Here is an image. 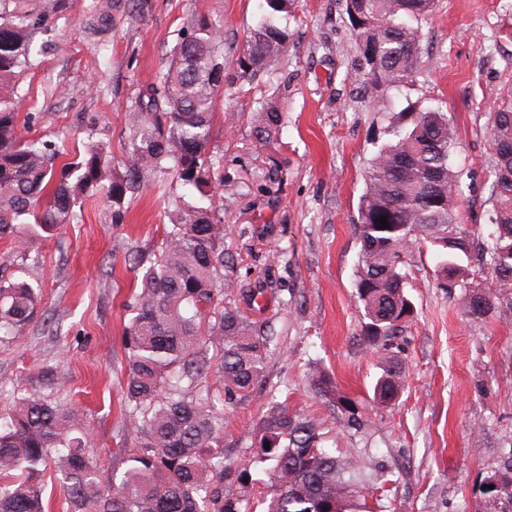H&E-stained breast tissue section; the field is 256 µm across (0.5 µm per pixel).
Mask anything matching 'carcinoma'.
<instances>
[{
  "label": "carcinoma",
  "instance_id": "carcinoma-1",
  "mask_svg": "<svg viewBox=\"0 0 512 512\" xmlns=\"http://www.w3.org/2000/svg\"><path fill=\"white\" fill-rule=\"evenodd\" d=\"M267 11L232 51L237 78L252 82L272 74L288 52L292 33L276 24L293 0H265ZM436 0H345L362 70L359 80L376 93L408 82L419 63L420 29ZM68 0L38 10L31 0H0V239L28 248L26 228L44 232L77 218L83 201L99 192L112 223H124L128 204L154 183L173 181L201 197L180 196L168 212L163 239L145 261L125 258L141 273L125 329L126 442L121 471L101 477L87 452L84 414L57 402L49 365L13 383L14 407L0 422V512H49L44 476L53 480L67 512H246L250 468L273 462V495L266 512H363L378 477L365 472L358 451L336 455L325 421L298 416L276 402L261 419L260 448L240 463H224V401L245 399L262 384L276 347L275 322L260 316L259 300L275 288L269 277L245 284L224 276V204L207 191L221 157L212 147V108L224 91V29L196 13L178 38L169 64L140 87L128 113L129 136L121 162L109 147L90 143L73 161L57 164L58 147L24 137L19 109L6 87L33 65V44L63 17ZM151 0H129L137 23ZM282 113L276 99L260 108L255 133L264 146L278 144ZM393 141L369 160L355 230L360 244L356 298L362 336L382 360L374 401L391 407L406 384L399 357L414 309L406 288L415 246L437 247L440 285L464 294L474 318L512 316V99L492 112V229L483 240L461 224V173L448 166L456 144L448 113L408 112L391 123ZM389 228L381 230L380 219ZM476 260L491 283L478 281ZM38 289L0 275V337L14 336L37 316ZM214 374L223 400L193 395ZM310 386L342 425L357 433L372 421L318 370ZM237 485L235 495L224 486ZM475 512H512V448L501 453L480 481Z\"/></svg>",
  "mask_w": 512,
  "mask_h": 512
}]
</instances>
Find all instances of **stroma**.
<instances>
[{"label":"stroma","mask_w":512,"mask_h":512,"mask_svg":"<svg viewBox=\"0 0 512 512\" xmlns=\"http://www.w3.org/2000/svg\"><path fill=\"white\" fill-rule=\"evenodd\" d=\"M94 2L73 0L48 49L20 75L19 129L72 155L92 133L119 159L137 89L164 69L187 19L208 14L234 45L255 26L264 0H151L149 15L133 25L127 0H114L105 28L88 23ZM286 23L293 43L278 70L287 92L272 81H239L229 65L213 106L224 161L211 188L224 202L226 274L239 282L270 276L268 311L279 332L259 395L224 406V456L240 461L257 451L273 393L290 412L326 421L337 448L358 449L367 472L383 474L372 512H475L479 480L512 447V318L465 316L462 295L439 286L436 250L419 245L407 287L415 306L402 353L408 387L394 408H376L382 369L361 337L354 224L367 162L392 139L390 117L437 109L458 131L449 163L465 172L461 221L486 229L490 115L512 96V0H436L421 23L416 74L388 91L378 110L355 71L345 0H296ZM274 94L283 111L277 153L254 137L261 102ZM182 192L149 187L122 224L93 196L73 223L29 233L28 260L10 267L40 288L41 301L37 319L0 342V382L54 366L58 398L83 409L89 450L106 468L123 444L124 329L136 285L124 252L157 250ZM314 367L357 402L373 422L369 433L348 432L333 418L309 385Z\"/></svg>","instance_id":"stroma-1"}]
</instances>
